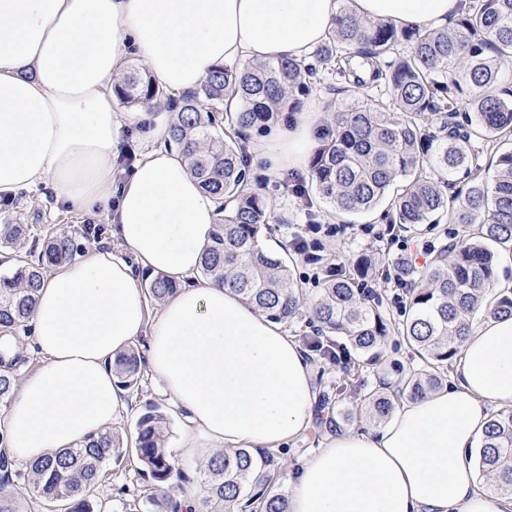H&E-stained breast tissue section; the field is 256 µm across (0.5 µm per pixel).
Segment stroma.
I'll return each mask as SVG.
<instances>
[{
  "mask_svg": "<svg viewBox=\"0 0 512 512\" xmlns=\"http://www.w3.org/2000/svg\"><path fill=\"white\" fill-rule=\"evenodd\" d=\"M295 182L294 175L289 173L274 181L258 175L251 182L252 189L270 204L273 220L281 224L276 234L277 240L287 244L295 233L304 232L306 224H328L333 226V234L321 232L317 235L323 245V259L336 256L351 263L367 252L389 260L400 257L402 244L392 239L390 224L383 211L377 210L356 217L339 215L332 211L317 192H310L304 198L298 197L292 190ZM113 220V215L104 211L86 214L58 206L53 197L40 191L17 197L10 202L0 201V224H27L37 231L36 236L27 238L21 245L19 252L24 256L40 252L42 240L39 233L49 228L80 238L82 247H90L93 242L82 236V227L86 224H97L102 228L103 233L96 243L115 247ZM311 360L317 387H324L347 371L352 372L355 379L366 381L373 387L383 379L395 380L397 370L411 364L412 353L402 339L395 336L389 340L380 359L373 365L352 370L344 362L316 354L312 355ZM150 402L158 403L167 414L170 425L166 446L175 448L180 437L182 418L170 395L148 371L144 372L139 388L129 393L125 407L112 423L113 430L125 442H133L135 422ZM326 433V416L317 413L313 429L300 438L291 451L279 454L274 485L281 493L289 491V468L296 466L311 448L317 447ZM155 492L152 480L142 474L135 457L126 452L107 463L104 476L95 487L91 500L94 505L102 507L103 512H146L147 499Z\"/></svg>",
  "mask_w": 512,
  "mask_h": 512,
  "instance_id": "stroma-1",
  "label": "stroma"
}]
</instances>
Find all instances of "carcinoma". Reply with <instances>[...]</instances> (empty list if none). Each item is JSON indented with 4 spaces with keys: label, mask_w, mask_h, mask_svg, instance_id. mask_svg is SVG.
I'll return each instance as SVG.
<instances>
[{
    "label": "carcinoma",
    "mask_w": 512,
    "mask_h": 512,
    "mask_svg": "<svg viewBox=\"0 0 512 512\" xmlns=\"http://www.w3.org/2000/svg\"><path fill=\"white\" fill-rule=\"evenodd\" d=\"M404 43L406 54L395 55ZM357 57L371 63L372 79L389 88L391 104L369 96L333 113L311 159V183L336 212L362 214L385 204L390 223L403 232L418 236L423 225L437 224L441 217L462 232L448 249L430 250L432 260L424 270L394 268L407 300L398 319L362 288L369 276H389L370 257L360 256L352 267L326 263L323 287L311 299L285 259L257 248L258 239L274 228L267 201L249 191L250 162L241 147L251 132L260 133L280 114L298 109L312 90V77L321 71L343 77ZM313 59L218 66L178 101L162 99L143 71L115 81L113 92L125 107L172 113L167 144L176 146L204 191L235 201L215 225L200 268L203 277L228 284L279 323L309 314L316 335L302 341L326 358L350 360L355 354L372 363L388 338L398 335L419 359L393 384L358 390L345 377L332 387L338 402L357 392L361 409L381 424L402 397L423 398L447 384L479 311L512 317V292L489 295L497 275L495 247L512 249V150L497 154L491 180L471 176L473 144L512 139V92L500 85V67L512 59V0H472L453 26L428 30L361 20L346 6ZM464 85L480 93L460 121L453 90ZM227 96L237 98L238 110L219 118L217 109ZM457 172L468 182L451 194L449 175ZM28 234L27 224H0V247L19 246ZM78 249L75 238L48 232L37 259L22 260L12 274L0 276V333L24 346L19 329L32 316L45 268L71 261ZM142 284L155 302L177 290L159 275H143ZM24 362L20 353L8 363L0 357V406L14 397ZM113 369L121 387L139 386L138 351L119 355ZM168 424L157 404L147 405L136 420L133 451L162 491L149 498L152 512L179 508L166 492L179 475L165 448ZM120 447L119 434L98 433L81 448L23 468L1 448L0 512H24V496L35 500L38 512H94L89 493L112 458L108 450ZM475 454L483 475L498 492L512 496V409L491 417ZM276 468L278 461L268 451H216L203 471L202 512H288L286 496L271 487Z\"/></svg>",
    "instance_id": "cac0c4a2"
}]
</instances>
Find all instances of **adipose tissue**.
<instances>
[{
  "mask_svg": "<svg viewBox=\"0 0 512 512\" xmlns=\"http://www.w3.org/2000/svg\"><path fill=\"white\" fill-rule=\"evenodd\" d=\"M468 0H352L356 16L438 28ZM339 0H0V199L39 187L85 213L114 210L118 248L93 246L44 277L24 377L0 415L17 460L52 456L111 427L124 401L112 366L139 337L188 424L177 456L286 448L314 421L313 365L282 325L229 286L198 279L220 213L154 132L118 183L122 106L137 62L172 96L238 61L307 60ZM320 112L307 105L245 148L271 179L309 170ZM176 281L154 320L136 278ZM512 408V317L472 329L447 386L403 399L386 424L326 437L288 476V512H512L477 487L467 452L490 412Z\"/></svg>",
  "mask_w": 512,
  "mask_h": 512,
  "instance_id": "adipose-tissue-1",
  "label": "adipose tissue"
}]
</instances>
